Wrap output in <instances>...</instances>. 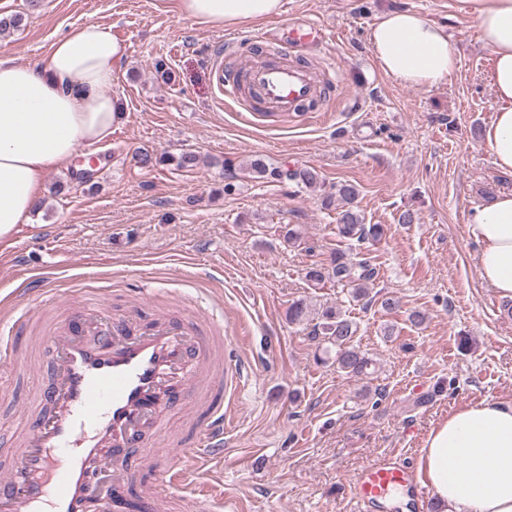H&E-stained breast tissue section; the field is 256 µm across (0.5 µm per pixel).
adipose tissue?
<instances>
[{
    "mask_svg": "<svg viewBox=\"0 0 512 512\" xmlns=\"http://www.w3.org/2000/svg\"><path fill=\"white\" fill-rule=\"evenodd\" d=\"M493 55L498 104L485 131L494 164L512 175V0H457ZM280 0H180L187 18L221 28L279 12ZM370 43L382 72L403 83L434 86L459 66L455 43L437 24L408 10L382 15ZM126 48L110 27L76 26L45 60L0 59V241L29 223L42 203L49 169L67 166L79 148L111 135L123 105L110 88ZM467 233L480 247L482 279L512 299V193L475 208ZM438 512H512V403L482 401L433 428L421 453Z\"/></svg>",
    "mask_w": 512,
    "mask_h": 512,
    "instance_id": "adipose-tissue-1",
    "label": "adipose tissue"
}]
</instances>
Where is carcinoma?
<instances>
[{
	"label": "carcinoma",
	"mask_w": 512,
	"mask_h": 512,
	"mask_svg": "<svg viewBox=\"0 0 512 512\" xmlns=\"http://www.w3.org/2000/svg\"><path fill=\"white\" fill-rule=\"evenodd\" d=\"M250 168L262 176L274 181L294 182L306 188L321 183L322 177L314 168L299 170H282L267 164L254 162ZM336 196L346 208L338 213L337 235L346 242L349 252L338 251L329 266H314L306 272L307 280L314 286L326 281L336 282L350 288L352 298L356 301H372L369 297L370 284L376 271L370 260L361 255V246L369 241H376L384 235L381 224H366L352 204L357 196V189L352 184L336 186ZM318 330L327 341L336 346V368L349 377L368 375L370 359L359 350L352 339L356 335L357 324L338 309H326L321 313Z\"/></svg>",
	"instance_id": "obj_1"
}]
</instances>
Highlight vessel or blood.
<instances>
[{
  "label": "vessel or blood",
  "instance_id": "obj_1",
  "mask_svg": "<svg viewBox=\"0 0 512 512\" xmlns=\"http://www.w3.org/2000/svg\"><path fill=\"white\" fill-rule=\"evenodd\" d=\"M284 41L304 50L324 44L316 23L281 29ZM217 84L232 100L280 115L308 111L319 93L310 69L288 62L216 65ZM24 326L12 321L0 336V359L12 367L25 360L15 345ZM234 337L223 321L189 313L143 316L113 310L108 294L97 304L69 310L42 339V353L54 367L40 390V414L0 474V512H160L171 487L185 489L184 512H223V499L204 494L202 462L224 450V403L238 394V368L231 364ZM204 395L190 438L161 433L164 420L186 398ZM157 466L155 495L139 499L129 491L131 472ZM412 486L418 500L430 491L403 467L377 464L352 483L359 512Z\"/></svg>",
  "mask_w": 512,
  "mask_h": 512
}]
</instances>
